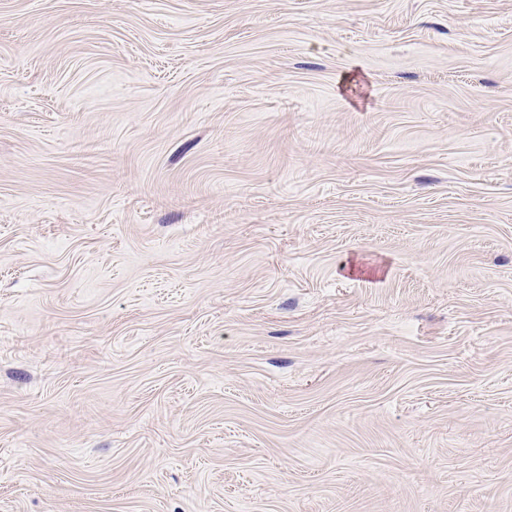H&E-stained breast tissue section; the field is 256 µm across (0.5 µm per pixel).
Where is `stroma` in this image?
Masks as SVG:
<instances>
[{"mask_svg": "<svg viewBox=\"0 0 512 512\" xmlns=\"http://www.w3.org/2000/svg\"><path fill=\"white\" fill-rule=\"evenodd\" d=\"M0 512H512V0H0Z\"/></svg>", "mask_w": 512, "mask_h": 512, "instance_id": "stroma-1", "label": "stroma"}]
</instances>
